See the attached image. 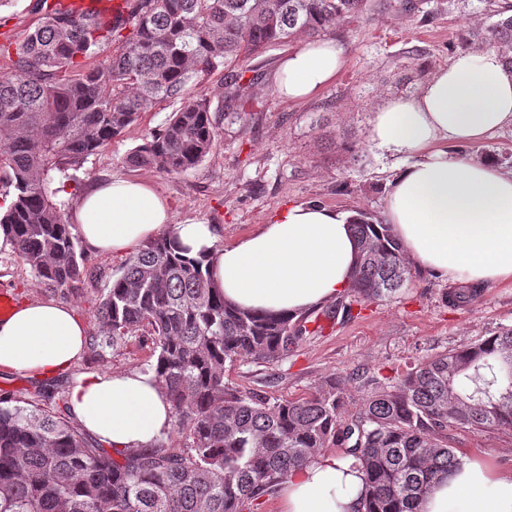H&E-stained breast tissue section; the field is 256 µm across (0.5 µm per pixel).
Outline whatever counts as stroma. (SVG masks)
<instances>
[{
    "instance_id": "stroma-1",
    "label": "stroma",
    "mask_w": 512,
    "mask_h": 512,
    "mask_svg": "<svg viewBox=\"0 0 512 512\" xmlns=\"http://www.w3.org/2000/svg\"><path fill=\"white\" fill-rule=\"evenodd\" d=\"M410 13L383 11L368 19L339 24L333 41L347 51L336 79L316 98L293 103L270 91L289 46H275L246 60L260 75L258 101L247 130L220 126L217 142L194 169L167 175L133 169L126 155L161 128L176 102H160L142 112L122 136L90 156L67 188L79 199L98 183L115 177L150 181L172 207L174 224L202 222L217 229L224 244L251 233L288 202L320 204L352 214L383 216L388 160L369 141L370 121L385 98L415 94L418 70L433 72L460 53L473 51L463 34L487 26L500 0H415ZM360 146L358 154L341 149L342 139ZM465 160H488L512 172V127L473 144L452 146ZM94 281L68 297L86 326H94L97 290L127 261L123 254H88ZM414 280L397 296L362 305L359 316L325 325L306 337L288 359L269 364L246 359L228 367L233 385L271 399L295 398L336 378L348 398L346 413L357 412L372 382L398 377L422 357L462 349L512 327V284L476 289L467 303L449 297L456 286L429 271L413 268ZM48 292L30 267L10 252H0V298L26 301ZM151 350L131 335L125 343L95 359L83 356L61 378L39 379L0 368V395L23 393L54 410L69 395L73 379L90 371H124L151 364ZM447 443L463 460H477L501 474H512V431L494 427H452Z\"/></svg>"
}]
</instances>
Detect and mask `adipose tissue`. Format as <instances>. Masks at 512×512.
Returning <instances> with one entry per match:
<instances>
[{"instance_id":"1","label":"adipose tissue","mask_w":512,"mask_h":512,"mask_svg":"<svg viewBox=\"0 0 512 512\" xmlns=\"http://www.w3.org/2000/svg\"><path fill=\"white\" fill-rule=\"evenodd\" d=\"M336 42H308L289 53L277 92L316 96L344 67ZM512 126V74L499 52L457 55L412 96L387 98L373 113L369 139L397 161L385 222L419 268L449 283H512V173L449 154ZM350 215L313 203L278 209L248 235L216 247L213 226L182 224L190 255H213L212 277L226 301L248 310L300 315L348 288L358 248ZM74 231L94 253H127L160 235L170 205L146 180L115 179L84 194L71 212ZM73 308L35 298L0 316V367L42 377L69 371L86 348ZM69 404L79 424L112 450L150 446L173 414L154 370L78 376ZM364 490L351 456L318 455L279 489V512H357ZM419 512H512V475L467 460L430 488Z\"/></svg>"}]
</instances>
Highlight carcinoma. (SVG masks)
Wrapping results in <instances>:
<instances>
[{"label":"carcinoma","instance_id":"cac0c4a2","mask_svg":"<svg viewBox=\"0 0 512 512\" xmlns=\"http://www.w3.org/2000/svg\"><path fill=\"white\" fill-rule=\"evenodd\" d=\"M37 0V25L0 42V168L15 195L0 214L12 251L55 295L94 279L65 215L75 171L162 101H180L151 139L125 158L134 168L179 175L212 151L211 99L187 94L224 69V122L249 125L259 75L232 64L301 35L318 40L359 20L370 0H97L87 8ZM476 33L512 71V15ZM359 259L350 284L324 313L388 300L413 275L390 226L366 213L350 220ZM92 356L137 333L183 435L113 454L84 433L68 406L0 396V512H245L331 448L357 461L364 512H417L420 496L461 463L443 443L448 428L512 429V327L461 350L423 358L343 415L346 392L328 378L300 399L271 400L224 380L247 358L279 363L318 320L237 309L215 288L206 255L189 258L173 229L142 244L98 290ZM313 327H308L309 323Z\"/></svg>","mask_w":512,"mask_h":512}]
</instances>
